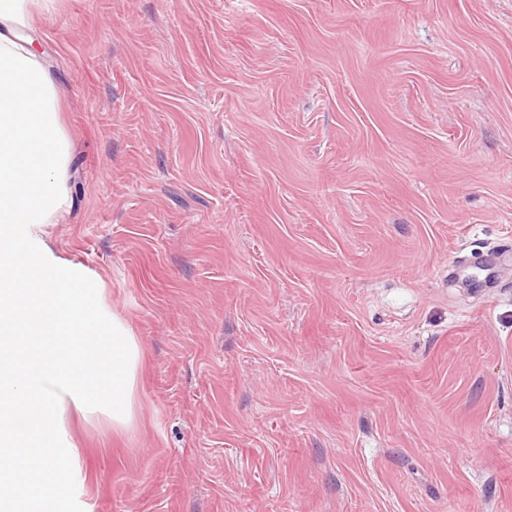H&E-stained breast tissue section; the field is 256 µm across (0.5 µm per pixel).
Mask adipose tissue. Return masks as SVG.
Segmentation results:
<instances>
[{
	"mask_svg": "<svg viewBox=\"0 0 512 512\" xmlns=\"http://www.w3.org/2000/svg\"><path fill=\"white\" fill-rule=\"evenodd\" d=\"M57 0H0V335L37 340L4 349L0 364V442L37 448L17 476L0 459V512H69L80 472L72 416L109 414L116 428L135 413L139 344L107 310L104 288L79 265L56 257L44 227L72 206L71 152L49 66L24 30Z\"/></svg>",
	"mask_w": 512,
	"mask_h": 512,
	"instance_id": "adipose-tissue-1",
	"label": "adipose tissue"
}]
</instances>
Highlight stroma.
Returning <instances> with one entry per match:
<instances>
[{
    "label": "stroma",
    "mask_w": 512,
    "mask_h": 512,
    "mask_svg": "<svg viewBox=\"0 0 512 512\" xmlns=\"http://www.w3.org/2000/svg\"><path fill=\"white\" fill-rule=\"evenodd\" d=\"M56 255L138 339L78 512H512V0H60ZM476 285H469L470 276Z\"/></svg>",
    "instance_id": "35a3bbf8"
}]
</instances>
